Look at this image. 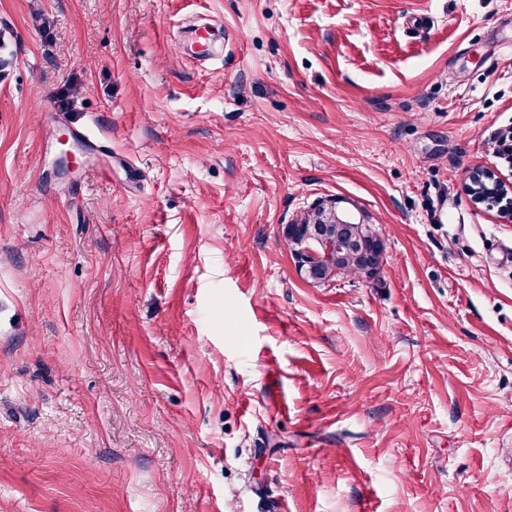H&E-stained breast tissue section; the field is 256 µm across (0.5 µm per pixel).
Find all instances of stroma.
<instances>
[{"label": "stroma", "instance_id": "obj_1", "mask_svg": "<svg viewBox=\"0 0 512 512\" xmlns=\"http://www.w3.org/2000/svg\"><path fill=\"white\" fill-rule=\"evenodd\" d=\"M511 129L512 0H0V512H512ZM465 190L474 205H499V212L512 215V182L506 181L491 169H476L468 173ZM283 233L291 247L293 243H289V239L297 241L309 235H319L342 246V249L332 252L330 259L316 270L315 274L320 280L314 282H328L346 273L366 275L364 269L368 266L367 255L373 250L384 252L383 242L374 238L378 234L372 224H338L336 211L329 207L314 205L304 217L291 224H285ZM359 239L363 240L357 249L347 248L349 242Z\"/></svg>", "mask_w": 512, "mask_h": 512}]
</instances>
